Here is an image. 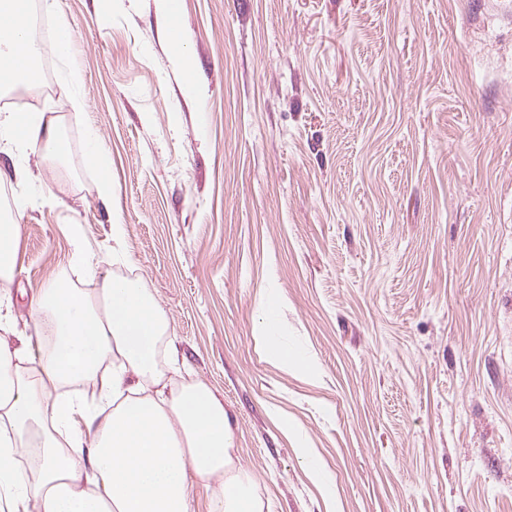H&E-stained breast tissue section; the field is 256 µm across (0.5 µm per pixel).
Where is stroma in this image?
<instances>
[{
    "label": "stroma",
    "mask_w": 512,
    "mask_h": 512,
    "mask_svg": "<svg viewBox=\"0 0 512 512\" xmlns=\"http://www.w3.org/2000/svg\"><path fill=\"white\" fill-rule=\"evenodd\" d=\"M59 7L71 56L42 42L25 109L58 117L67 159L0 150V209L44 196L18 227L7 339L34 335L47 279L96 288L69 227L105 257L119 211L112 272L149 288L268 512H512V0H180L177 44L155 0ZM82 81L81 72L75 67L68 69L62 77V84L66 90V103L75 117L80 116L87 106L82 95ZM86 162L101 172L109 170L110 160L100 149L98 136L93 129H89L87 132Z\"/></svg>",
    "instance_id": "stroma-1"
}]
</instances>
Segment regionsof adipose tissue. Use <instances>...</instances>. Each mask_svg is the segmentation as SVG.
Segmentation results:
<instances>
[{"instance_id": "ef3b65f1", "label": "adipose tissue", "mask_w": 512, "mask_h": 512, "mask_svg": "<svg viewBox=\"0 0 512 512\" xmlns=\"http://www.w3.org/2000/svg\"><path fill=\"white\" fill-rule=\"evenodd\" d=\"M34 5L55 18L58 53L71 50L58 0H0L1 93L41 78ZM0 142L50 164L69 152L42 112H1ZM38 204L19 197L0 216L2 282L15 268L20 220ZM111 225L102 263L71 230L73 260L97 292L48 279L30 300L36 339L0 338V512H191L196 480L214 485L209 512H263L223 403L205 384L181 381L169 325L141 279L113 277L111 264L124 259L120 213Z\"/></svg>"}]
</instances>
